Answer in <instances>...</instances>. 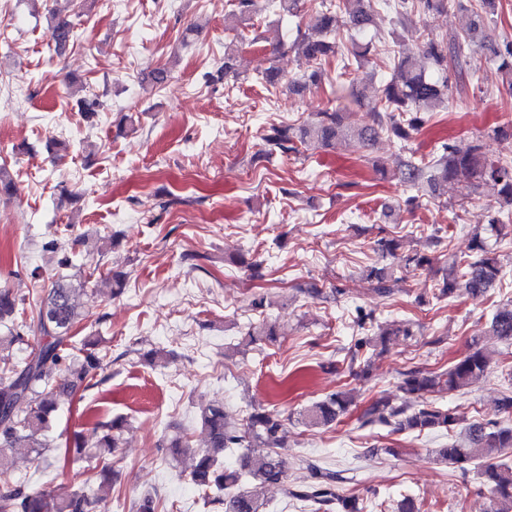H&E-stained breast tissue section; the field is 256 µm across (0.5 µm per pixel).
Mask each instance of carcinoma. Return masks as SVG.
<instances>
[{
	"mask_svg": "<svg viewBox=\"0 0 512 512\" xmlns=\"http://www.w3.org/2000/svg\"><path fill=\"white\" fill-rule=\"evenodd\" d=\"M495 3L496 0H479V8L465 14L462 34L453 43L429 38L420 47L421 55L397 56L390 80L372 106L377 127L355 133L344 124V113L336 108L325 109L310 123L297 129L291 125L272 127L265 136V157L276 152L297 153L298 145L309 142L329 148L342 139L355 137L364 141L380 130L397 142L406 143L412 133L428 121L421 110L448 101L452 89L448 53L458 59L465 48L484 44L483 31L488 15L494 13ZM369 7L371 0H332L329 7L313 20L312 28L321 34V38L315 39L299 28L291 45L311 71L283 85L277 69L270 67L262 72L263 81L290 93L301 92L309 81H320L325 66L339 54L341 39L336 34V12H344L350 26L358 30L370 21ZM450 7L463 9L462 0H397V23L406 25L414 12H443ZM48 30L56 48L62 49L72 38L73 24L53 14ZM492 51L506 84L512 87V39L506 35L499 37ZM369 52L370 43H352L349 56L341 58L343 70H350L354 64L362 67ZM401 174L406 183L417 188L425 186L429 192L438 195L448 193V184L461 176L476 178L497 190L496 214L490 216L488 225L472 231L475 257L463 262L452 260L440 288L442 296L463 290L474 298L482 297L502 273L489 238L507 236L505 229L512 221V160L488 158L478 139L464 147L447 141L441 143L426 164L412 156L407 157L401 164ZM398 249L399 244L394 239L381 237L376 240V250L384 258L390 257L420 269L433 264L427 255H400ZM44 250L58 256L59 267L72 265V258L58 240L46 242ZM392 274L391 266H373L367 277L375 282L377 291L388 294ZM43 292L36 318L29 323L23 319L15 320L23 309L24 299L17 298L5 287L0 288V322L14 318L8 333L0 336V449L27 448L38 455L41 449L48 447L46 431L57 410V394L91 387V380L106 367L105 357L89 350L88 341H83L80 349L72 344L73 328L80 320L74 303L75 288L58 279ZM490 330L501 339L512 340V303L496 309ZM275 335V328L265 322L250 325L245 333L251 343ZM16 346L28 350L21 366L14 362L12 355ZM488 363L489 353L476 347L446 371L427 375L416 370L402 373L400 389L406 395L460 391L472 386L484 374ZM349 403V393L339 391L312 403L300 412V416L309 426H328L347 412ZM363 418L366 424L380 423L395 432L417 433L449 431L458 422L455 412L448 407L432 403L409 411L383 397L370 404ZM201 421L207 431L208 443L196 450L192 483L209 501L224 505V512H259L255 498L238 487L245 478L264 485L287 482V464L276 452L283 442L281 414L255 409L242 426L236 427L226 422L224 403L215 401L202 408ZM123 427L121 417L101 421L97 426L100 435L95 443L97 453L94 458L101 463L99 477L106 485L119 478V472L112 467V455L119 448ZM233 448H250L252 452L244 454L238 466L226 468L224 450ZM508 448H512V426L489 419L469 428L466 440H448V447L440 450V457L464 473L471 465L477 467L490 492L488 512H512V465L504 457ZM309 469L312 483L290 491L291 496L322 505L334 504L341 512H359L356 501L336 494L333 488L336 473L316 465ZM0 512H108V508L105 499L95 494L17 485L10 480L7 471L0 468Z\"/></svg>",
	"mask_w": 512,
	"mask_h": 512,
	"instance_id": "1",
	"label": "carcinoma"
}]
</instances>
